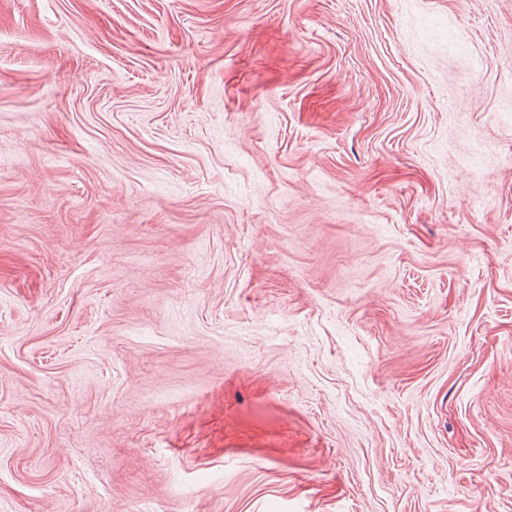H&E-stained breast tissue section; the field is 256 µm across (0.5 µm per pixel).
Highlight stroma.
Returning <instances> with one entry per match:
<instances>
[{
  "label": "stroma",
  "mask_w": 512,
  "mask_h": 512,
  "mask_svg": "<svg viewBox=\"0 0 512 512\" xmlns=\"http://www.w3.org/2000/svg\"><path fill=\"white\" fill-rule=\"evenodd\" d=\"M0 512H512V0H0Z\"/></svg>",
  "instance_id": "obj_1"
}]
</instances>
